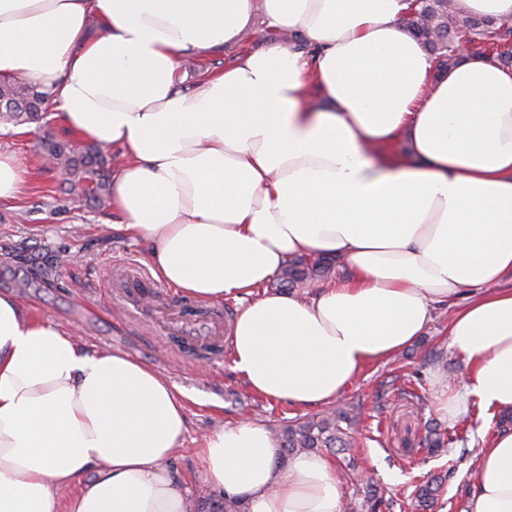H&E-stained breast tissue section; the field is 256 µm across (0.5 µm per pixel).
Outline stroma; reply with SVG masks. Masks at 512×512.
I'll list each match as a JSON object with an SVG mask.
<instances>
[{"label":"stroma","instance_id":"obj_1","mask_svg":"<svg viewBox=\"0 0 512 512\" xmlns=\"http://www.w3.org/2000/svg\"><path fill=\"white\" fill-rule=\"evenodd\" d=\"M264 19L255 22L250 44L224 47L198 60L187 70L185 85L193 87L206 72L224 68L265 40ZM57 138L69 133L58 120L47 129L27 127L25 133L0 134V154L20 158L28 182L17 199L0 201V292H8L32 314L48 317L69 331L90 351H116L142 361L185 395L186 433L170 461L192 505L223 496L209 480L198 455L201 438L248 419L272 429L283 421L315 414L312 406L262 400L233 368L230 352L201 356L169 355L149 327L129 322L122 311L123 281L134 268L150 269V246L117 230L111 209L62 207L65 180L42 157L44 131ZM62 256L61 265L44 268L47 256ZM23 279L37 287L19 288ZM451 316L440 305L421 339L388 361L367 366L336 398L362 415L357 446L349 451L322 449L341 480L343 512H367L365 486L374 484L389 512H413L409 506L417 484L442 476L444 490L432 512H467L469 473L478 448L499 427L498 416L479 406L453 421H442L447 443L431 452L420 445L425 423L436 418V388L432 377L446 374L456 384L467 370L465 361L449 346L446 328ZM442 356V363L431 360Z\"/></svg>","mask_w":512,"mask_h":512}]
</instances>
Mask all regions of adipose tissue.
Instances as JSON below:
<instances>
[{
    "label": "adipose tissue",
    "mask_w": 512,
    "mask_h": 512,
    "mask_svg": "<svg viewBox=\"0 0 512 512\" xmlns=\"http://www.w3.org/2000/svg\"><path fill=\"white\" fill-rule=\"evenodd\" d=\"M406 0H0V80L49 94L79 140L124 163L112 209L157 279L241 301L233 365L257 395L332 403L415 344L436 305L470 367L436 411L512 415V67L447 72L405 33ZM304 34L183 90L184 59L241 44L256 14ZM345 278L305 300L266 292L285 263ZM183 395L147 364L90 353L0 292V512H186L168 468ZM211 482L245 512H342L324 456L242 421L206 435ZM470 512H512V426L470 471ZM70 489L68 497L59 492Z\"/></svg>",
    "instance_id": "1"
}]
</instances>
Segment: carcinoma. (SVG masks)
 Listing matches in <instances>:
<instances>
[{
	"instance_id": "carcinoma-1",
	"label": "carcinoma",
	"mask_w": 512,
	"mask_h": 512,
	"mask_svg": "<svg viewBox=\"0 0 512 512\" xmlns=\"http://www.w3.org/2000/svg\"><path fill=\"white\" fill-rule=\"evenodd\" d=\"M407 34L421 41L439 68L457 62L455 46L462 40L485 53L490 40L512 35V18L476 17L466 12L459 0H410L403 17ZM46 97L25 83L0 80V122L19 127L41 124L49 112ZM43 154L55 159L68 176L69 202L101 207L112 191V154L104 144L77 145L69 140L48 136L41 142ZM334 262L326 257H303L288 262L280 272V286L307 288L312 283L331 277ZM358 413L336 407L328 411L286 422L275 431L283 452L310 448L353 447ZM440 479L430 478L416 485L411 505L428 509L439 496Z\"/></svg>"
}]
</instances>
